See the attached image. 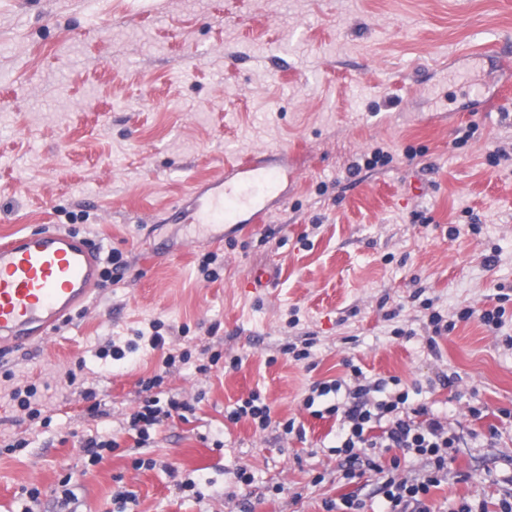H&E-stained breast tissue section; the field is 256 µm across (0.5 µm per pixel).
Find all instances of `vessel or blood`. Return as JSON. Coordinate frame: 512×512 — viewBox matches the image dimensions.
Listing matches in <instances>:
<instances>
[{
  "instance_id": "obj_1",
  "label": "vessel or blood",
  "mask_w": 512,
  "mask_h": 512,
  "mask_svg": "<svg viewBox=\"0 0 512 512\" xmlns=\"http://www.w3.org/2000/svg\"><path fill=\"white\" fill-rule=\"evenodd\" d=\"M284 174L270 159H241L197 191L189 211L171 213L168 219L206 226L213 231L212 242H221L225 226L264 223L269 195ZM101 267L100 250L71 233L38 229L0 242V346L44 341L90 299Z\"/></svg>"
}]
</instances>
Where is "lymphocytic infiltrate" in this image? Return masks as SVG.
Here are the masks:
<instances>
[{
    "instance_id": "1",
    "label": "lymphocytic infiltrate",
    "mask_w": 512,
    "mask_h": 512,
    "mask_svg": "<svg viewBox=\"0 0 512 512\" xmlns=\"http://www.w3.org/2000/svg\"><path fill=\"white\" fill-rule=\"evenodd\" d=\"M352 373L353 388H344L339 380L316 382L304 400L309 409L316 398H335L325 412L340 418L336 453L343 458V480L352 481L358 467H367L382 476L380 512H434L429 502L430 490L440 486L441 474L452 462L448 451L463 444V435L427 403L410 401L400 378H381L371 383L360 367H353ZM163 382L162 373L140 382L146 397L131 414L126 429L136 447H147L152 432L166 420L192 409L186 401L161 399ZM410 457L428 463L421 480L411 482L399 476L402 461Z\"/></svg>"
}]
</instances>
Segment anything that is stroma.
Returning a JSON list of instances; mask_svg holds the SVG:
<instances>
[{
    "label": "stroma",
    "mask_w": 512,
    "mask_h": 512,
    "mask_svg": "<svg viewBox=\"0 0 512 512\" xmlns=\"http://www.w3.org/2000/svg\"><path fill=\"white\" fill-rule=\"evenodd\" d=\"M473 44L512 48V0H0V238L70 230L128 263L44 343L0 358V512H21L24 486L41 492L36 512H61L67 475L73 512H112L124 491L128 512H325L350 492L381 504L373 473L339 484L336 420L303 406L347 359L462 426L499 428L452 449L436 512L511 497L512 323L456 319L501 292L512 312V74ZM377 147L391 162L361 166ZM262 153L288 172L265 223L225 228L215 249L161 223ZM213 250L223 265L207 282L198 262ZM425 298L456 324L434 353ZM153 321L172 328L164 349L95 357ZM310 335L309 359L283 354ZM167 349L191 358L162 388L195 410L137 448L125 428ZM215 351L241 368L197 373ZM18 385L37 387L50 425L12 400ZM86 388L105 405L93 423ZM253 391L272 408L263 430L226 418ZM291 418L305 440L284 434ZM92 428L121 447L89 466L78 437ZM19 437L28 446L9 449ZM188 479L195 490H178Z\"/></svg>",
    "instance_id": "stroma-1"
}]
</instances>
